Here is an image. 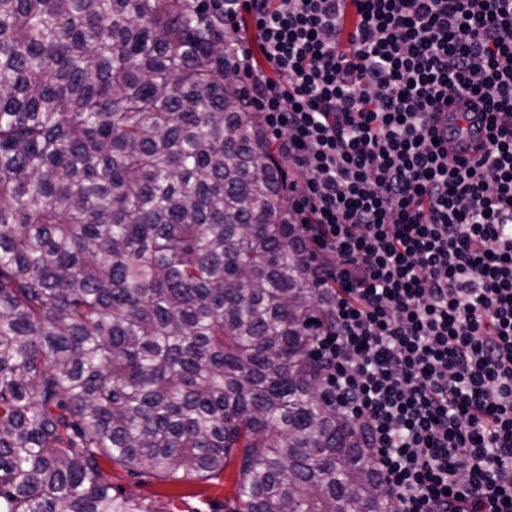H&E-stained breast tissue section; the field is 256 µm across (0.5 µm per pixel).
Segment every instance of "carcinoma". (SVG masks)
Masks as SVG:
<instances>
[{
	"instance_id": "1",
	"label": "carcinoma",
	"mask_w": 512,
	"mask_h": 512,
	"mask_svg": "<svg viewBox=\"0 0 512 512\" xmlns=\"http://www.w3.org/2000/svg\"><path fill=\"white\" fill-rule=\"evenodd\" d=\"M216 0H0V512H395L320 391L332 325ZM111 493L131 498L144 512H225L224 502L233 496V468L206 479L165 480L151 470L130 476L125 469L105 463Z\"/></svg>"
}]
</instances>
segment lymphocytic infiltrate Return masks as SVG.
Segmentation results:
<instances>
[{
	"instance_id": "1",
	"label": "lymphocytic infiltrate",
	"mask_w": 512,
	"mask_h": 512,
	"mask_svg": "<svg viewBox=\"0 0 512 512\" xmlns=\"http://www.w3.org/2000/svg\"><path fill=\"white\" fill-rule=\"evenodd\" d=\"M222 3L334 295L325 401L396 512H512V0ZM462 92L495 115L470 166L437 143Z\"/></svg>"
}]
</instances>
